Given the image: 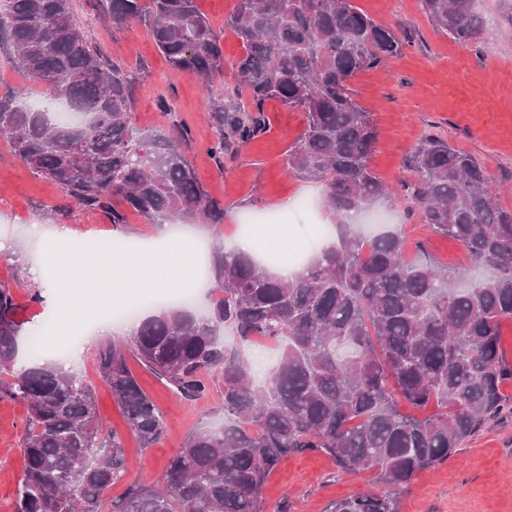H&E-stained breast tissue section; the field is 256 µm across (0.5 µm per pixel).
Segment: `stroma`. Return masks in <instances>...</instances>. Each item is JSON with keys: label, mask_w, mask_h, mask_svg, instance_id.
<instances>
[{"label": "stroma", "mask_w": 512, "mask_h": 512, "mask_svg": "<svg viewBox=\"0 0 512 512\" xmlns=\"http://www.w3.org/2000/svg\"><path fill=\"white\" fill-rule=\"evenodd\" d=\"M379 23L393 27L404 39L401 53L383 65L358 73L351 81L356 100L371 113L378 140L370 167L391 190L384 199L393 216L392 228L408 248L425 243L441 265L460 268L464 250L455 241L428 233L419 209L403 192L414 181L411 166L416 148L428 137L476 156L486 171L487 190L501 206L512 208V0H482L491 35L479 47H465L435 28L421 0H352ZM224 46L226 68L219 84L226 93L246 98L231 64L243 48L226 20L238 0H196ZM82 32L104 54L132 77L134 122L143 129L162 122L159 98L171 107V121L186 126L191 140L186 153L204 188L224 205L221 234L193 226L206 246L232 245L245 227H253L256 243L269 244L271 221L286 222L291 237L302 235L305 222L278 207L285 199L306 196L321 200L320 184L293 176L287 166L288 149L305 128L303 112L271 100L265 105L266 128L248 143L237 144L216 164L211 147L216 133L206 112L205 94L198 82L173 70L159 53L148 28L141 23L116 28L103 22L98 0H72ZM61 191L38 176L0 140V284L11 288L18 304L17 318L24 334L42 332L53 319L43 304L32 302V267L43 265L53 245L35 237L32 225L54 223V207ZM75 244L106 237L136 247L153 244V225L129 215L116 228L102 214L72 206L64 219ZM96 344L87 345L73 368L95 390L100 420L116 430L125 448L124 472L107 491V500L122 497L132 485L155 486L164 480L168 460L193 432L224 426V401L210 390L197 400L176 395L136 358L128 364L140 385L156 402L166 421L159 443L141 448L97 373ZM25 409L0 400V512H14L21 475V437ZM373 471L342 473L325 453L302 452L285 457L268 478L263 497L267 512H324L334 500L385 491ZM400 512H512V412L488 419L456 454L422 471L408 487L398 490Z\"/></svg>", "instance_id": "obj_1"}]
</instances>
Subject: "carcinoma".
<instances>
[{
	"label": "carcinoma",
	"mask_w": 512,
	"mask_h": 512,
	"mask_svg": "<svg viewBox=\"0 0 512 512\" xmlns=\"http://www.w3.org/2000/svg\"><path fill=\"white\" fill-rule=\"evenodd\" d=\"M476 2L422 0L436 28L470 47L486 35ZM106 18L115 27L145 23L167 63L208 91L211 152L220 162L224 149L261 133L267 101L305 112L288 170L323 185L338 231V243L288 282L218 244L208 312L169 305L142 321L130 353L185 398L220 389L224 428L190 435L169 459L164 487L131 486L111 512H264L268 476L287 455L307 451L404 488L509 405L503 386L512 361L500 336L512 322V209L488 194L479 159L430 137L413 156L407 193L430 231L458 242L471 266L492 272L488 279L462 287L463 273L440 268L423 245L411 258L400 236L357 230L356 219L389 190L370 169L377 129L350 83L401 52L392 28L351 0H238L226 24L244 48L233 68L250 91L247 108L213 93L224 47L195 0H106ZM0 45L39 85L0 97V138L66 201L115 227L130 211L148 224L177 220L221 233L224 205L186 156L188 130L133 122L128 74L78 29L71 0H0ZM24 95L67 104L84 120L18 104ZM17 309L0 285V400L26 411L17 512H101L123 474L122 438L99 422L94 388L75 371L39 355L18 365ZM226 328L241 346L261 337L279 345L264 383L238 349L224 346ZM127 353L100 344L97 370L150 448L166 425ZM402 400L434 412L403 414ZM325 512L399 508L386 491L338 499Z\"/></svg>",
	"instance_id": "cac0c4a2"
}]
</instances>
